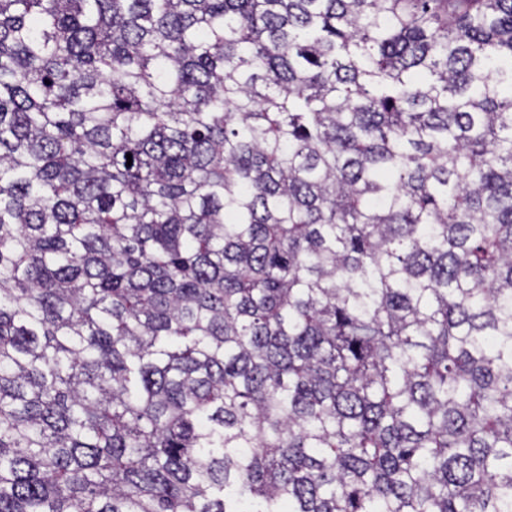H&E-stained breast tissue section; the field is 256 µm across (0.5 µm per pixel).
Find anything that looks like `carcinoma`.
Returning <instances> with one entry per match:
<instances>
[{
    "label": "carcinoma",
    "instance_id": "carcinoma-1",
    "mask_svg": "<svg viewBox=\"0 0 512 512\" xmlns=\"http://www.w3.org/2000/svg\"><path fill=\"white\" fill-rule=\"evenodd\" d=\"M0 512H512V0H0Z\"/></svg>",
    "mask_w": 512,
    "mask_h": 512
}]
</instances>
